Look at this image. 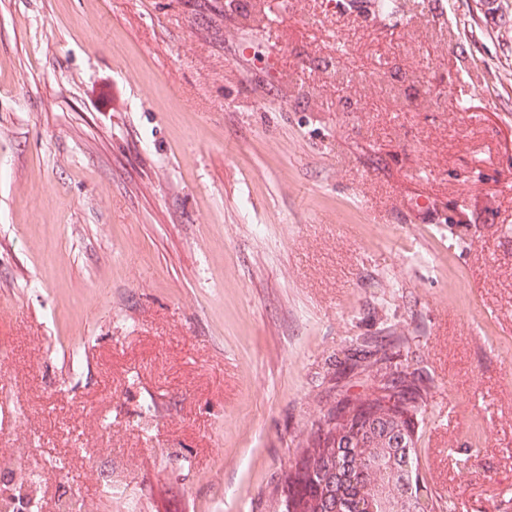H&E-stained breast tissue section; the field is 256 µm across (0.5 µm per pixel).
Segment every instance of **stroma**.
<instances>
[{
  "mask_svg": "<svg viewBox=\"0 0 512 512\" xmlns=\"http://www.w3.org/2000/svg\"><path fill=\"white\" fill-rule=\"evenodd\" d=\"M256 1L0 0V456L273 512L403 355L439 512H512V0Z\"/></svg>",
  "mask_w": 512,
  "mask_h": 512,
  "instance_id": "obj_1",
  "label": "stroma"
}]
</instances>
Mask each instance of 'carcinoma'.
<instances>
[{
	"label": "carcinoma",
	"instance_id": "carcinoma-1",
	"mask_svg": "<svg viewBox=\"0 0 512 512\" xmlns=\"http://www.w3.org/2000/svg\"><path fill=\"white\" fill-rule=\"evenodd\" d=\"M401 7L400 0H372L374 14L383 20H392ZM429 394L430 387L416 385L412 391L400 393V397L411 402L414 418L417 419ZM334 419L336 411L327 410L319 418L316 428L298 442L299 455L285 478L274 512H293L289 506L292 500L301 503L299 512H360L358 505L363 499L366 485L384 480V474L369 463L373 456L371 448L363 449V458L350 469L338 471L336 467H331L328 482L324 484L312 477L311 466L334 457L329 448L332 429L328 428Z\"/></svg>",
	"mask_w": 512,
	"mask_h": 512
}]
</instances>
